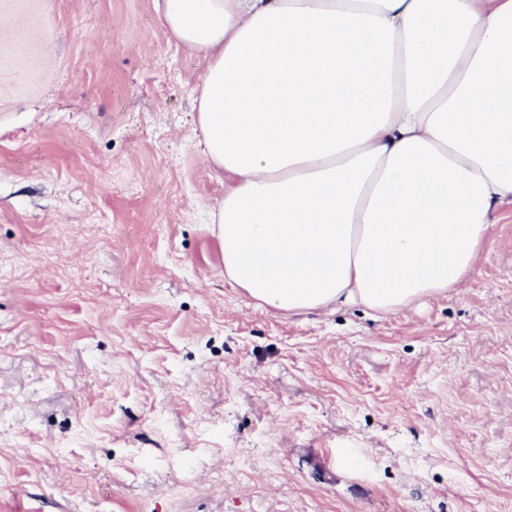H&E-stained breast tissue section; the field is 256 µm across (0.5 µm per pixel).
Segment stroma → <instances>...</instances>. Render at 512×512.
<instances>
[{
    "label": "stroma",
    "mask_w": 512,
    "mask_h": 512,
    "mask_svg": "<svg viewBox=\"0 0 512 512\" xmlns=\"http://www.w3.org/2000/svg\"><path fill=\"white\" fill-rule=\"evenodd\" d=\"M158 0H0V512H512V207L459 288L224 277Z\"/></svg>",
    "instance_id": "35a3bbf8"
}]
</instances>
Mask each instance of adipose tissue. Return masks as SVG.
Masks as SVG:
<instances>
[{
    "mask_svg": "<svg viewBox=\"0 0 512 512\" xmlns=\"http://www.w3.org/2000/svg\"><path fill=\"white\" fill-rule=\"evenodd\" d=\"M224 275L291 314L459 287L512 205V0H163Z\"/></svg>",
    "mask_w": 512,
    "mask_h": 512,
    "instance_id": "obj_1",
    "label": "adipose tissue"
}]
</instances>
